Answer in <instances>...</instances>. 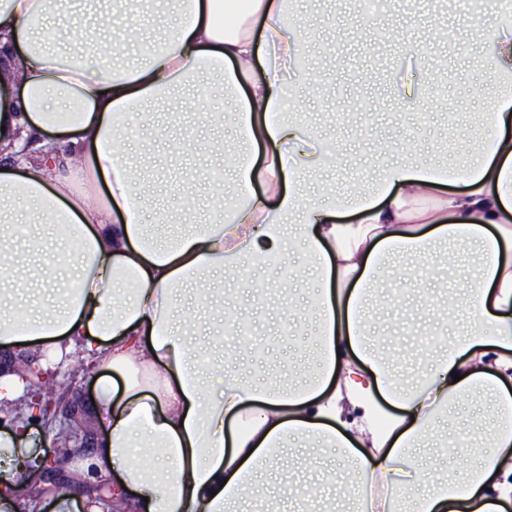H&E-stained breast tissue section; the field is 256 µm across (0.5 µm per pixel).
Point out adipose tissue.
Here are the masks:
<instances>
[{
	"label": "adipose tissue",
	"mask_w": 512,
	"mask_h": 512,
	"mask_svg": "<svg viewBox=\"0 0 512 512\" xmlns=\"http://www.w3.org/2000/svg\"><path fill=\"white\" fill-rule=\"evenodd\" d=\"M222 0H175L181 19L142 64L92 70L71 53L49 52L47 19L59 0H0V54L21 59L19 91L0 90V346H43L95 371L124 377L102 384L104 420L93 457L78 463L66 488L30 485L37 431L25 418L0 429V512H80L78 490L112 478L126 512H230L248 502L256 477L291 443L340 449L349 461L347 494L355 512H512V32L496 33L490 78L498 88L487 144L451 176L426 166H386L373 189L357 193L359 223L334 220L336 200L305 196L297 172L307 163L298 124L284 110L288 73L308 78V56L288 19V0H246L232 27L218 23ZM138 20L113 31L102 15L82 26L80 43L119 35L142 44ZM222 78L234 96L249 151L234 166L237 197L211 193L210 224H184L160 238L141 221L146 203L128 157L135 122L147 105L193 83L205 124L203 75ZM263 149L262 160L252 152ZM262 192H255V185ZM37 218L57 236L80 240L58 252L52 270L17 252L12 220ZM299 241L322 283L318 375L305 387L237 378L209 395L206 364L178 323L182 291L237 273L267 251ZM460 244L471 264L450 270L464 281L465 306L445 314L458 334L434 356H420L418 380L400 383L373 346L368 295L387 263L432 256ZM69 274L45 315L26 310L29 287ZM480 398L487 414L457 439L466 449L463 490L449 474L409 485L418 450L456 405Z\"/></svg>",
	"instance_id": "obj_1"
}]
</instances>
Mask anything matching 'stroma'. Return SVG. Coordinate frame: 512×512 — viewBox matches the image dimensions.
I'll list each match as a JSON object with an SVG mask.
<instances>
[{
	"label": "stroma",
	"instance_id": "stroma-1",
	"mask_svg": "<svg viewBox=\"0 0 512 512\" xmlns=\"http://www.w3.org/2000/svg\"><path fill=\"white\" fill-rule=\"evenodd\" d=\"M105 8L103 0H75L66 15L50 18L52 45L75 48L74 30ZM479 10L474 0H388L386 23L403 29L410 38L428 40L438 24L454 27L455 40L446 44L428 40L427 53L420 57L400 43L365 36L362 0H294L292 22L305 38L317 80L295 84L292 116L300 120L305 140L329 145L331 156L330 161L300 169L298 181L304 193L324 185L341 201L353 188H372L382 169L394 162L442 172L452 163L472 159L480 135L474 115L486 111L495 94L494 86L484 81L493 42ZM209 85L212 101L224 105L222 127L199 124L190 112L182 113L175 124L168 109H162L139 125L132 143L133 159L145 171L142 189L148 205L142 221L157 225L162 234L167 227L160 224V215L200 223L210 215L206 205L210 180L196 183L191 209L167 191L173 170L168 143L188 130L201 139L220 134L228 143L239 134L231 94L217 77H210ZM283 260L294 273L287 291L277 290L280 268L269 264H251L252 288L236 287L229 277L223 283L225 307L250 311L247 324L258 349L248 362L256 368L253 380L259 385L276 377L303 384L316 367L312 349L317 317L308 302L320 282L311 274V261L302 249L291 248ZM445 286L437 269L417 262L415 279L397 306L372 313L374 344L395 353L425 347L428 337L445 334L441 315L425 304ZM292 307L304 315L290 336L284 328ZM58 373L69 396L77 399L79 414L96 422L92 403L96 377L77 363L59 365Z\"/></svg>",
	"mask_w": 512,
	"mask_h": 512
}]
</instances>
